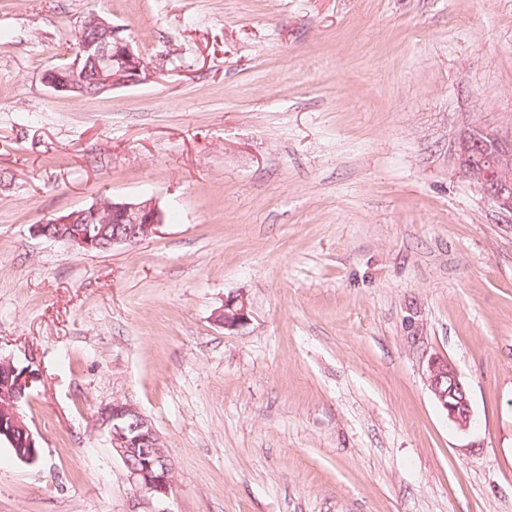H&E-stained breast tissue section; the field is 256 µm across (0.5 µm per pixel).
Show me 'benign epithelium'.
Returning <instances> with one entry per match:
<instances>
[{"instance_id": "obj_1", "label": "benign epithelium", "mask_w": 512, "mask_h": 512, "mask_svg": "<svg viewBox=\"0 0 512 512\" xmlns=\"http://www.w3.org/2000/svg\"><path fill=\"white\" fill-rule=\"evenodd\" d=\"M78 37L73 61L43 74V83L53 91L93 96L152 78L151 66L122 34V29L107 18L95 14L85 20ZM453 160L459 173L473 182L507 223H512V132L478 125L457 139ZM162 223L163 212L152 197L133 201L103 199L87 208L34 224L32 231L38 237L94 252L135 245L154 235ZM215 321L226 330L247 325L250 311L246 297L242 294L225 297ZM40 380V369L33 359H27V366L20 367L12 357L0 355V442H7L15 457L26 464L38 460L40 444L24 424L19 403L28 400ZM426 382L448 421L461 431L467 430L473 420L470 397L448 358L438 355L429 358ZM96 425L106 433L112 453L122 460L139 489L157 497L170 494L171 458L161 447L152 422L136 406L114 401L98 411Z\"/></svg>"}]
</instances>
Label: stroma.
Listing matches in <instances>:
<instances>
[{
    "instance_id": "obj_1",
    "label": "stroma",
    "mask_w": 512,
    "mask_h": 512,
    "mask_svg": "<svg viewBox=\"0 0 512 512\" xmlns=\"http://www.w3.org/2000/svg\"><path fill=\"white\" fill-rule=\"evenodd\" d=\"M93 11L152 81L44 85ZM478 123L512 128V0H0V354L40 366L42 448L0 445V512H512V224L453 164ZM151 196L137 245L31 232ZM115 400L169 497L96 428ZM224 330H238L250 321L249 304L243 294L229 295L224 299L223 308L215 316ZM426 382L434 400L445 413L448 421L458 430L466 431L473 420V409L459 372L448 362V358L438 355L429 358ZM96 425L106 433L112 453L125 465L136 486L167 497L173 485V464L152 422L133 404L113 401L98 411Z\"/></svg>"
}]
</instances>
